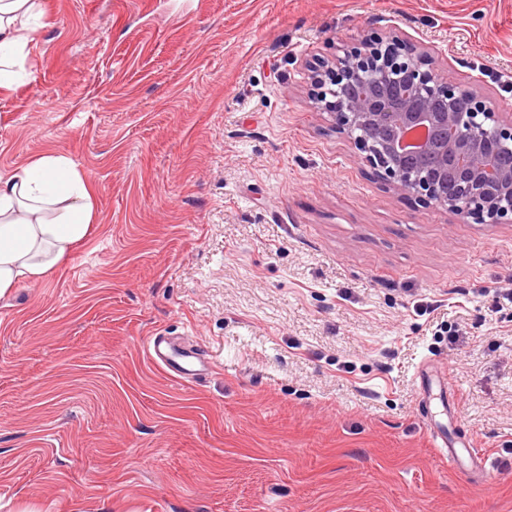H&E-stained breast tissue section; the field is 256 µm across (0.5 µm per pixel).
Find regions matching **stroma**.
Segmentation results:
<instances>
[{
    "mask_svg": "<svg viewBox=\"0 0 512 512\" xmlns=\"http://www.w3.org/2000/svg\"><path fill=\"white\" fill-rule=\"evenodd\" d=\"M41 5L0 172L68 155L96 222L0 298V512H512V223L394 193L310 77L395 32L512 118V0ZM168 336L156 333L148 337L144 348L149 359L174 377L196 381L210 366L207 353L197 346H188Z\"/></svg>",
    "mask_w": 512,
    "mask_h": 512,
    "instance_id": "35a3bbf8",
    "label": "stroma"
}]
</instances>
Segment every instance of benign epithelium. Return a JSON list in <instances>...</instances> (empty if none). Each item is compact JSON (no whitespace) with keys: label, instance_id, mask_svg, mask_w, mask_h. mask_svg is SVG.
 Wrapping results in <instances>:
<instances>
[{"label":"benign epithelium","instance_id":"7a95c632","mask_svg":"<svg viewBox=\"0 0 512 512\" xmlns=\"http://www.w3.org/2000/svg\"><path fill=\"white\" fill-rule=\"evenodd\" d=\"M318 108L361 160L400 195H416L479 223L512 222V121L430 68L396 33L313 68Z\"/></svg>","mask_w":512,"mask_h":512}]
</instances>
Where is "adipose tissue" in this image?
Returning a JSON list of instances; mask_svg holds the SVG:
<instances>
[{
  "instance_id": "adipose-tissue-1",
  "label": "adipose tissue",
  "mask_w": 512,
  "mask_h": 512,
  "mask_svg": "<svg viewBox=\"0 0 512 512\" xmlns=\"http://www.w3.org/2000/svg\"><path fill=\"white\" fill-rule=\"evenodd\" d=\"M40 0H0V89L26 59ZM95 193L65 155L50 152L0 173V297L46 277L89 237Z\"/></svg>"
}]
</instances>
